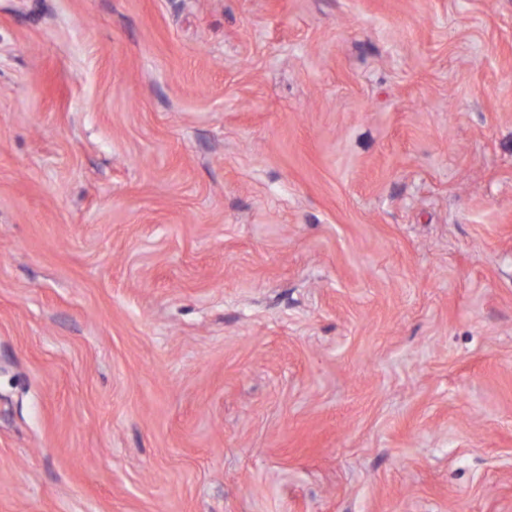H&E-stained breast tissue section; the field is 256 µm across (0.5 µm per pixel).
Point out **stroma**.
Here are the masks:
<instances>
[{"label": "stroma", "mask_w": 512, "mask_h": 512, "mask_svg": "<svg viewBox=\"0 0 512 512\" xmlns=\"http://www.w3.org/2000/svg\"><path fill=\"white\" fill-rule=\"evenodd\" d=\"M0 512H512V0H0Z\"/></svg>", "instance_id": "obj_1"}]
</instances>
